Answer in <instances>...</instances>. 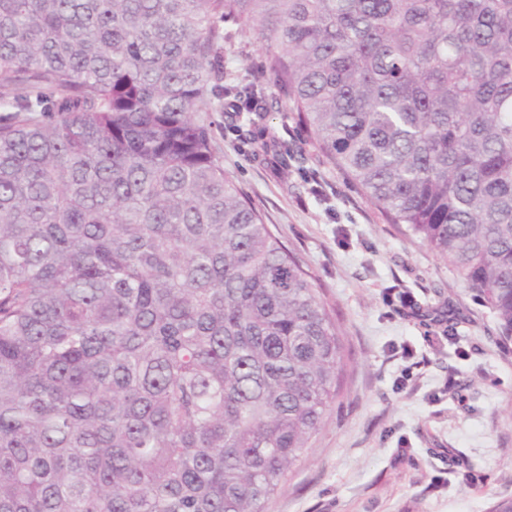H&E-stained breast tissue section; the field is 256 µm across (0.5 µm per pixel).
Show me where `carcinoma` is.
<instances>
[{
    "label": "carcinoma",
    "instance_id": "obj_1",
    "mask_svg": "<svg viewBox=\"0 0 512 512\" xmlns=\"http://www.w3.org/2000/svg\"><path fill=\"white\" fill-rule=\"evenodd\" d=\"M512 338V0H0V512H263L347 355L224 172L264 84ZM264 49L258 41L248 36L235 41L224 52V70L247 71L252 77L257 76L264 64Z\"/></svg>",
    "mask_w": 512,
    "mask_h": 512
}]
</instances>
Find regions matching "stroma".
<instances>
[{"mask_svg": "<svg viewBox=\"0 0 512 512\" xmlns=\"http://www.w3.org/2000/svg\"><path fill=\"white\" fill-rule=\"evenodd\" d=\"M212 119L225 173L309 271L349 357L322 430L264 512H489L512 497V340L475 290L278 103L267 123L285 169L256 153L248 118Z\"/></svg>", "mask_w": 512, "mask_h": 512, "instance_id": "stroma-1", "label": "stroma"}]
</instances>
